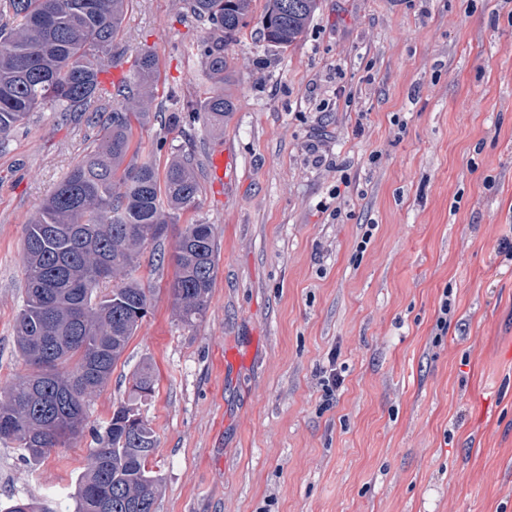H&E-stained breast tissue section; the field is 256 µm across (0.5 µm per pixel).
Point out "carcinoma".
I'll use <instances>...</instances> for the list:
<instances>
[{
  "mask_svg": "<svg viewBox=\"0 0 512 512\" xmlns=\"http://www.w3.org/2000/svg\"><path fill=\"white\" fill-rule=\"evenodd\" d=\"M129 0H0V151L12 129L50 105L69 112L107 113L100 145L77 162L26 225L23 308L18 349L32 371L0 387V440L37 464L52 449L89 431L93 447L76 486L74 512H155L161 478L151 460L157 440L147 420L120 405L104 424H87L85 405L112 369L151 308L150 289L134 272L146 244L159 240L181 213L195 207L197 164L173 156L164 172L128 157L132 122L150 121L159 78L157 56L142 54L133 85L105 107L99 74L117 65L112 53ZM320 0H268L260 35L288 49L301 37ZM213 32L201 56L212 77L229 70L224 43L236 38L254 0H182ZM231 95L215 90L201 103L213 126L234 111ZM211 224H187L170 255V292L188 327L207 310L217 260ZM112 288H107V284ZM131 391L152 395V365L131 375Z\"/></svg>",
  "mask_w": 512,
  "mask_h": 512,
  "instance_id": "obj_1",
  "label": "carcinoma"
}]
</instances>
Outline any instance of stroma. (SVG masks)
<instances>
[{"label":"stroma","instance_id":"35a3bbf8","mask_svg":"<svg viewBox=\"0 0 512 512\" xmlns=\"http://www.w3.org/2000/svg\"><path fill=\"white\" fill-rule=\"evenodd\" d=\"M265 6L224 45L236 108L215 129L194 109L216 87L209 26L181 0L128 4L120 78L154 51L164 105L131 148L161 167L194 154L200 192L143 251L151 310L88 421L125 403L149 421L156 512H512V0H320L284 51L260 36ZM99 134L95 114L47 106L0 152V387L27 371L25 225ZM225 145L224 181L211 157ZM199 220L218 260L188 328L167 257ZM145 362L155 391L136 400ZM91 446L83 434L31 466L0 441V504L74 512Z\"/></svg>","mask_w":512,"mask_h":512}]
</instances>
